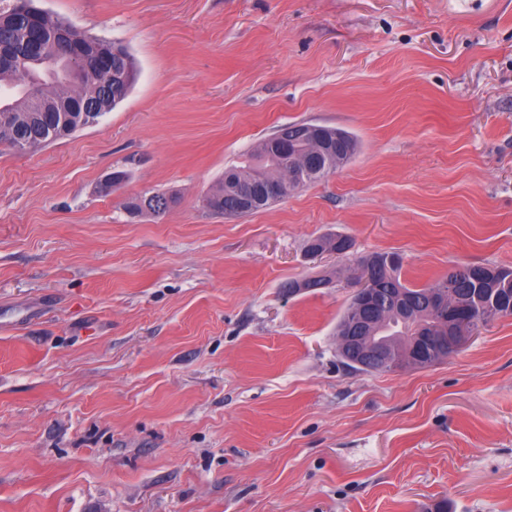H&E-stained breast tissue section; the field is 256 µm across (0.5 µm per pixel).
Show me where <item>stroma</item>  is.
I'll list each match as a JSON object with an SVG mask.
<instances>
[{
  "mask_svg": "<svg viewBox=\"0 0 512 512\" xmlns=\"http://www.w3.org/2000/svg\"><path fill=\"white\" fill-rule=\"evenodd\" d=\"M39 4L138 74L67 139L0 142V512H512V317L425 368L336 353L363 256L416 286L512 269V0ZM297 122L355 156L255 213L202 208ZM146 191L177 201L130 214ZM327 234L351 249L309 255Z\"/></svg>",
  "mask_w": 512,
  "mask_h": 512,
  "instance_id": "stroma-1",
  "label": "stroma"
}]
</instances>
